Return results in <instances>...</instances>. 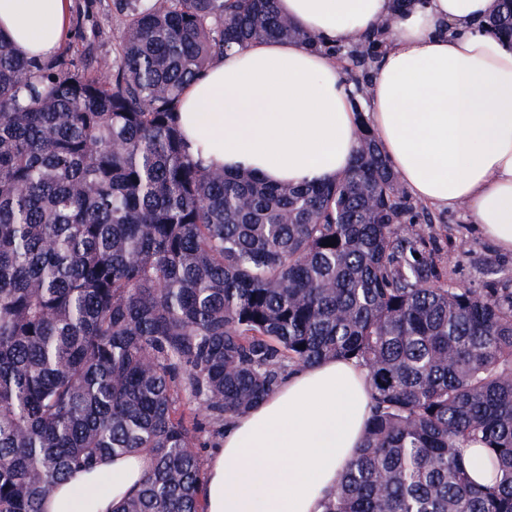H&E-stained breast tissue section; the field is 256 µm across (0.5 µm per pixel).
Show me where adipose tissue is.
<instances>
[{"label": "adipose tissue", "mask_w": 512, "mask_h": 512, "mask_svg": "<svg viewBox=\"0 0 512 512\" xmlns=\"http://www.w3.org/2000/svg\"><path fill=\"white\" fill-rule=\"evenodd\" d=\"M495 0H277L329 44L393 19L364 104L335 60L296 41L258 40L215 58L183 91L177 122L191 153L272 184L335 181L362 126L419 202L469 218L512 253V38L489 29ZM73 0H0V32L26 58L57 52ZM370 417L367 371L329 360L293 371L224 427L206 462L205 512H322ZM152 466L102 457L45 499V512H115Z\"/></svg>", "instance_id": "adipose-tissue-1"}]
</instances>
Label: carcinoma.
Returning <instances> with one entry per match:
<instances>
[{
  "instance_id": "obj_1",
  "label": "carcinoma",
  "mask_w": 512,
  "mask_h": 512,
  "mask_svg": "<svg viewBox=\"0 0 512 512\" xmlns=\"http://www.w3.org/2000/svg\"><path fill=\"white\" fill-rule=\"evenodd\" d=\"M276 2L118 0L110 64L0 35V512H43L72 470L139 451L152 468L117 512H205L196 448L329 359L368 370L373 412L323 512H512V289L442 279L414 228L441 217L373 131L318 185L187 150L184 88L258 39L335 56L363 97L385 27L328 46ZM488 25L512 36V0ZM470 448L495 482L471 480Z\"/></svg>"
}]
</instances>
